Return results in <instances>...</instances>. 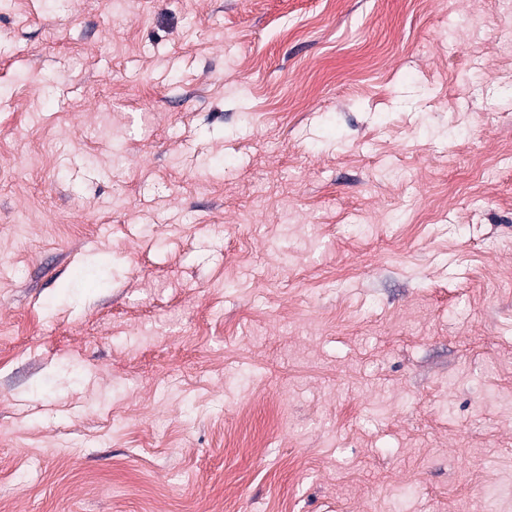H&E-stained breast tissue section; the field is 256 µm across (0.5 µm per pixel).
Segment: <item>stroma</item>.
<instances>
[{
  "instance_id": "35a3bbf8",
  "label": "stroma",
  "mask_w": 512,
  "mask_h": 512,
  "mask_svg": "<svg viewBox=\"0 0 512 512\" xmlns=\"http://www.w3.org/2000/svg\"><path fill=\"white\" fill-rule=\"evenodd\" d=\"M512 0H0V512H512Z\"/></svg>"
}]
</instances>
